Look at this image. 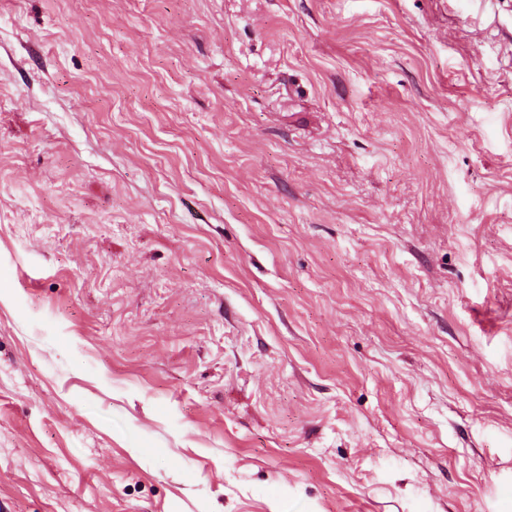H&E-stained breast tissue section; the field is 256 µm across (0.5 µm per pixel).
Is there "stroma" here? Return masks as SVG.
Instances as JSON below:
<instances>
[{"instance_id": "1", "label": "stroma", "mask_w": 512, "mask_h": 512, "mask_svg": "<svg viewBox=\"0 0 512 512\" xmlns=\"http://www.w3.org/2000/svg\"><path fill=\"white\" fill-rule=\"evenodd\" d=\"M0 512H512V0H0Z\"/></svg>"}]
</instances>
